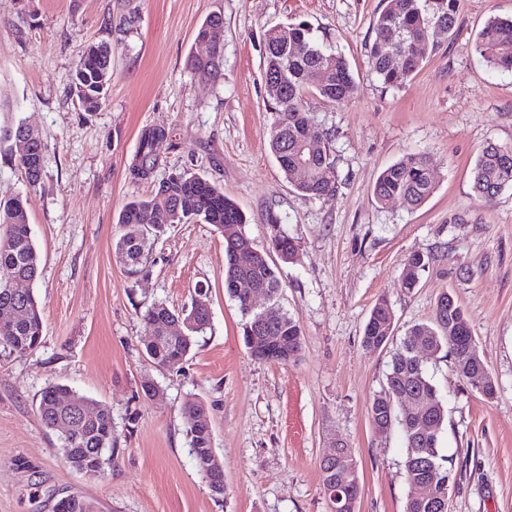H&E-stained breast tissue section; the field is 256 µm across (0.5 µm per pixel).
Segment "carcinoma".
I'll list each match as a JSON object with an SVG mask.
<instances>
[{"label":"carcinoma","instance_id":"cac0c4a2","mask_svg":"<svg viewBox=\"0 0 512 512\" xmlns=\"http://www.w3.org/2000/svg\"><path fill=\"white\" fill-rule=\"evenodd\" d=\"M458 18V0H385V5L372 23L373 40L369 51L372 72L386 87L402 86L422 66L426 56L435 51L437 39L432 28L439 24L448 34H453ZM282 27L275 26L265 35L264 76L282 75L288 79V99L277 105L276 118L270 129L269 145L275 159L295 190L309 198H321L337 190V174L334 160L327 151L311 156L304 149L308 136L320 134L313 123L312 115L303 105L304 93L309 89L308 75L319 67L332 69L330 83L316 88L317 93L332 103H344L357 94V85L345 56L325 41L319 39L313 28L289 30L290 38L283 39ZM398 52L403 59L400 68L388 64V55ZM475 51L493 70L512 72V18H489L477 35ZM224 46L219 44L211 53L202 57L193 54L188 59L192 70H207L214 76L221 75ZM112 47L106 43L88 46L75 72V88L85 111H96L105 100L112 76ZM165 139L162 130L149 129L141 136L136 159V170L146 176L156 166L158 145ZM26 152H21L13 141L0 139L6 146L5 158L20 168H30L37 175V163L43 156L45 144L40 133L26 138ZM307 167L305 180H294L298 165ZM437 173L430 157L425 152L412 154L387 167L378 176L373 189L375 199L385 203L399 198L408 207L417 208L433 193ZM472 189L477 196L488 202L500 192L512 186V143L488 144L482 150L471 171ZM196 199V210L186 213L179 207V200ZM28 198L13 197L0 200V304L10 302L20 309L18 320L7 330L0 328V346L9 351L25 355L38 347L43 330L42 310L34 291L17 298L8 288L13 279L33 282L39 274L40 255L32 237L27 215ZM151 210L156 214L153 224L142 223V213ZM201 221L211 224L219 233L224 225L234 224L238 234L234 239L224 240V288L236 301L245 322L242 327L243 342H249L247 327L257 322L261 312L254 310L239 293L236 283L250 279L268 289L271 305L277 318L269 321L263 335L274 339L275 356L271 360L290 364L299 359L302 351V331L299 319L279 306L277 295L281 281L277 275V264L262 251L256 254L255 263L249 268L237 265L236 250L251 242L245 226L244 213L224 191L208 180L188 171L168 175L155 193L127 202L118 216V237L115 251L123 262L129 279H136L145 272L146 264L156 241L173 224H189ZM271 249L284 262L292 261L297 253L295 241L280 229L277 223L270 224ZM426 261L419 253L411 254L404 262L402 287L412 290L417 287ZM387 301L378 299L365 324L362 346L369 351L384 347L393 337L390 327ZM193 309L172 310L162 302L153 303L143 314L145 324L151 328L150 335H159V326L180 314L190 317ZM198 326L187 327L184 335L172 339L145 342V352L155 365L171 369L179 366L190 353L198 337L210 327L206 316L197 318ZM464 328V339L453 343L448 339V326ZM424 336L434 345L436 353L453 355V346L467 344L477 347L472 335L469 319L462 306L448 291L438 297L432 317L427 322L412 325L403 338L399 349L393 354L386 385L370 405L372 422L377 425L398 424L405 439L407 453L404 461L405 479L408 485L420 484L427 492L420 497L408 496L404 512H437L436 498L448 489L451 472L444 465L445 458L439 453L438 431L445 422V407L438 390L427 375L421 360L414 353L415 337ZM455 372L470 388L483 384L480 395L491 399L496 393L495 381L483 357L453 361ZM406 392L412 396L422 395L433 403L430 416L435 428L423 433L412 423V417L404 410L391 406L395 395ZM183 411L195 416L197 423L186 431L188 446L196 465L205 478L208 472L209 450L212 448V428L208 408L204 402L189 397L183 403ZM38 414L42 424L50 430H58L61 422L71 423L66 434H58L60 448L67 462L77 471L95 477L106 464V453L113 451L115 437L112 415L87 396L75 389L57 383L48 384L41 392ZM322 487L326 496L340 490V501H331L332 506L344 505L342 512H355L362 485L359 465L344 455L336 459L333 472L320 467Z\"/></svg>","mask_w":512,"mask_h":512}]
</instances>
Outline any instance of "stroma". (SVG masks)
I'll return each mask as SVG.
<instances>
[{
	"instance_id": "obj_1",
	"label": "stroma",
	"mask_w": 512,
	"mask_h": 512,
	"mask_svg": "<svg viewBox=\"0 0 512 512\" xmlns=\"http://www.w3.org/2000/svg\"><path fill=\"white\" fill-rule=\"evenodd\" d=\"M383 0H0V90L45 151L37 192L0 162V200L27 196L40 250L32 289L43 308L40 346L0 352V512H54L78 495L95 512H330L321 457L345 444L359 465L355 512H403L410 488L399 427L377 430L373 398L406 330L428 321L442 292L468 315L497 393L460 380L451 358L423 356L445 404L440 453L452 473L448 512H512V188L485 202L471 169L487 142L512 143V73L474 49L512 0H460L458 31L402 87L370 69L372 22ZM224 20L222 74L191 70L198 27ZM304 22L345 55L358 93L332 104L309 91L304 106L334 159V195L309 198L288 183L269 149L274 100L263 76L264 34ZM112 48L106 100L84 111L73 78L85 48ZM164 129L149 177L133 171L145 130ZM425 152L439 177L417 209L378 203L380 171ZM175 170L223 189L247 217L255 249L270 248L271 220L298 247L279 265L281 304L300 320L299 362L254 360L242 316L224 291V238L212 225L177 224L157 242L147 276L126 277L115 253L118 215ZM414 253L428 264L414 290L401 283ZM208 287L211 326L182 364L154 365L142 318L152 302L178 310ZM395 316L378 351L362 346L378 299ZM160 394L141 395L144 380ZM50 383L107 407L117 445L100 476L70 466L38 416ZM210 413L224 470L215 496L186 439L187 395Z\"/></svg>"
}]
</instances>
